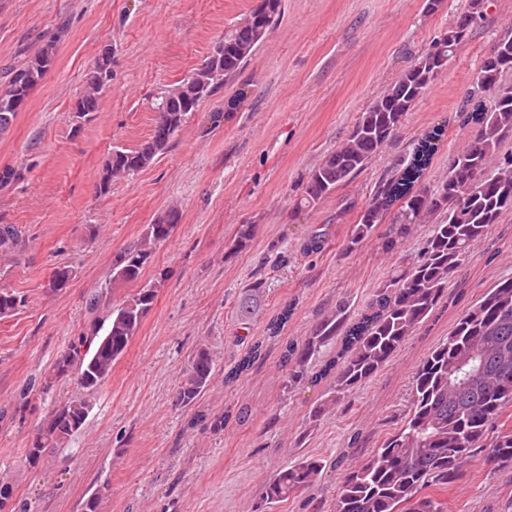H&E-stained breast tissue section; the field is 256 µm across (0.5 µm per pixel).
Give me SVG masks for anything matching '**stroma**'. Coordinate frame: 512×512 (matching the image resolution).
Returning <instances> with one entry per match:
<instances>
[{"instance_id":"1","label":"stroma","mask_w":512,"mask_h":512,"mask_svg":"<svg viewBox=\"0 0 512 512\" xmlns=\"http://www.w3.org/2000/svg\"><path fill=\"white\" fill-rule=\"evenodd\" d=\"M466 0H283L280 24L240 73L203 103L153 165L115 179L98 195L96 176L113 146L136 145L152 129L159 94L205 58L225 27L253 0H0V87L46 45L56 60L25 110L0 133V224L22 230L25 250L5 263L0 285L27 305L0 317V480L26 512H333L348 465L396 428L410 406L412 374L448 336L457 316L500 279L512 277V211L494 225L451 282L439 308L376 377L353 388L310 423L329 379L289 389L280 366L299 341L346 297L364 308L392 264L376 241L346 250L356 220L403 148L432 128L443 135L425 172L446 175L472 126L451 121L470 75L497 30L512 25V0H490L482 20L434 86L408 112L367 170L321 202L294 213L309 171L335 149L355 118L394 84L414 56L459 19ZM112 47V84L94 119L74 130L68 114L86 89L103 45ZM181 221L155 251L147 274L170 278L138 336L92 399L67 447L34 467L23 451L44 420L77 393L74 382L40 395L56 358L133 290L106 288L113 256L136 241L161 211ZM251 223L250 250H231L236 225ZM323 233L319 251L307 249ZM71 265L68 288L48 289L52 267ZM265 280L266 305L250 322L237 315L242 289ZM102 295L96 310L87 298ZM264 339L260 360L235 379L227 372ZM207 347L215 365L195 408L177 400L192 353ZM223 416L224 428L191 424L194 413ZM323 459L321 479L274 505L266 483L299 454ZM448 512H512V465L476 457L446 497Z\"/></svg>"}]
</instances>
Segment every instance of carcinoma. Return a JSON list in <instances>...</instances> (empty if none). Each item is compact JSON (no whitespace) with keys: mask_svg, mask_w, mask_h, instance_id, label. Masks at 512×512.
Here are the masks:
<instances>
[{"mask_svg":"<svg viewBox=\"0 0 512 512\" xmlns=\"http://www.w3.org/2000/svg\"><path fill=\"white\" fill-rule=\"evenodd\" d=\"M270 21L262 27L224 29L203 63L174 88L167 111L156 113L153 126L166 122L165 138L157 130L133 147L112 150L98 172L96 193L112 191L118 175L139 173L165 153L188 115L214 96L260 47L280 20L282 0H268ZM486 0H467L460 22L448 28V38L432 40L399 79L359 113L346 138L308 173L305 189L294 204L312 210L340 187L365 171L395 136L404 118L438 80L468 37L474 17H482ZM55 62L54 47L12 71L0 91V131L28 104L32 91ZM112 50L98 53L88 73V91L78 98L69 118L75 129L91 122L98 98L111 86ZM489 104H482L484 95ZM464 124L476 125L472 142L453 155L448 175L435 185L419 179L429 156L423 142L404 150L381 179L367 206L361 209L347 241L353 250L373 237L387 256L400 253L416 225L431 219L428 235L415 258L393 265L368 302V312L353 318L350 300L342 298L325 312L299 343L281 354L286 385L309 375L310 360L342 342L346 352L328 366L330 395L309 412L315 423L345 394L375 377L410 336L448 299V284L490 228L512 211V26L498 31L488 54L471 75L469 94L457 108ZM181 219L168 208L147 225L133 243L112 259L105 288L136 284L138 288L99 320L90 336H80L55 360L42 383L47 394L72 379L82 396L56 407L36 437L24 449L28 465L36 466L52 448L62 446L84 423L90 397L112 373L113 364L137 335L141 322L165 288L168 274L143 280L145 269L161 243ZM255 225L239 224L231 243L235 253L248 251ZM25 240L15 224H0V255L11 259L23 252ZM76 276L72 267L52 269L48 288L62 290ZM264 283L253 281L237 301L241 320L248 322L265 305ZM25 304V296L0 288V317ZM214 359L206 349L196 352L182 374L178 400L193 407L211 383ZM411 402L404 419L377 448L343 474L335 512H445L442 494L458 480L472 458L482 455L496 465L512 464V426L504 412L512 406V278L487 289L455 320L447 340L420 360L412 376ZM325 468L312 455H302L265 486L269 504L286 502L314 486Z\"/></svg>","mask_w":512,"mask_h":512,"instance_id":"cac0c4a2","label":"carcinoma"}]
</instances>
